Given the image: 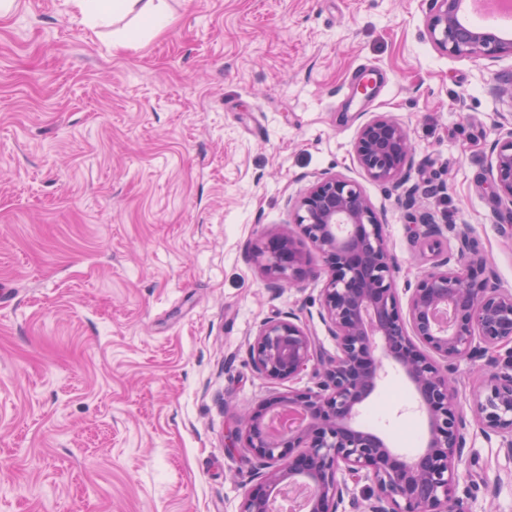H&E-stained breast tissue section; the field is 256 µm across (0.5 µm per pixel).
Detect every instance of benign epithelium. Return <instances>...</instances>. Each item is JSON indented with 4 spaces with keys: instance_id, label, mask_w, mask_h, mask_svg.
Returning <instances> with one entry per match:
<instances>
[{
    "instance_id": "1",
    "label": "benign epithelium",
    "mask_w": 512,
    "mask_h": 512,
    "mask_svg": "<svg viewBox=\"0 0 512 512\" xmlns=\"http://www.w3.org/2000/svg\"><path fill=\"white\" fill-rule=\"evenodd\" d=\"M462 0H431L427 32L454 57H512V39L460 24ZM501 137L491 153L494 197L512 203V113L498 114ZM354 159L372 182L401 188L407 180L411 145L405 127L386 113L363 122ZM292 227L271 229L249 252L265 275L281 287L308 274L297 243L306 240L322 255L326 280L320 319L336 342V356L319 354L296 315L263 322L249 356L253 370L271 380H293L312 360L320 366L317 389L275 395L236 421L228 447L241 442L259 482L240 512H271L272 492L308 479V512H338L349 484L371 482L368 512H468L458 495L465 423L455 401L451 371L464 359L505 353L503 365L484 376L473 417L484 433L512 438V292L479 280L485 259L472 250L468 227L457 230L458 268L424 271L401 310L395 258L382 224L363 188L339 174L323 177L293 205ZM452 313L441 329L433 315ZM398 365L426 413L430 440L413 461L375 433L355 423L360 406L376 390L386 362ZM300 412L298 427L274 436L265 430L277 411Z\"/></svg>"
}]
</instances>
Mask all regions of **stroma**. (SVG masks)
<instances>
[{"mask_svg": "<svg viewBox=\"0 0 512 512\" xmlns=\"http://www.w3.org/2000/svg\"><path fill=\"white\" fill-rule=\"evenodd\" d=\"M90 28L68 0L0 14V512H239L252 486L225 438L244 410L316 388L256 374L248 344L295 314L325 355L324 269L270 287L249 247L287 229L288 203L338 173L358 182L397 262L400 302L456 257L467 225L490 286L512 292V204L490 187L512 58L451 57L430 0H154ZM125 36L127 48L112 41ZM390 81L356 94L358 66ZM384 112L404 124L407 184L438 224L368 180L353 143ZM357 422L413 456L426 417L399 366ZM470 512H512L501 436L464 432Z\"/></svg>", "mask_w": 512, "mask_h": 512, "instance_id": "obj_1", "label": "stroma"}]
</instances>
